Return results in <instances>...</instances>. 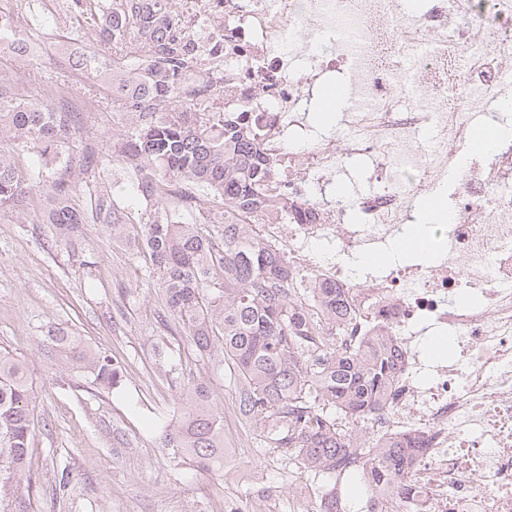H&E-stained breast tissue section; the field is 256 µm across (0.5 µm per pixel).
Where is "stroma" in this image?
Listing matches in <instances>:
<instances>
[{"mask_svg": "<svg viewBox=\"0 0 512 512\" xmlns=\"http://www.w3.org/2000/svg\"><path fill=\"white\" fill-rule=\"evenodd\" d=\"M37 21L27 28L43 60L16 55L0 45V71L30 73L22 88L40 100L43 85L69 78L93 86L78 100L80 138L100 154H112L124 133L121 112L112 107L105 84L93 73L69 72L55 54L63 42L111 56L99 29L71 0H44ZM54 166L35 183L37 207L0 214V346L25 363L36 395L30 469L38 512H296L311 485L340 486L348 507L366 498L360 473L313 477L272 448L239 414L235 381L227 365L199 355L185 337L157 322L161 309L154 289L144 281L147 265L130 239H113L101 224L84 228L78 247L55 239L41 205ZM139 173L114 162L77 181V195L120 188L128 212L146 206L135 194ZM346 223H353L359 199L374 189L369 164L346 162L336 176ZM82 337L106 352L122 369L118 388L92 385L83 372L51 353L43 340L49 329ZM180 354L183 370L166 373L157 342ZM204 382L209 400L223 416L224 474L200 469L189 458H172L163 445L166 427L181 417L180 397L191 382Z\"/></svg>", "mask_w": 512, "mask_h": 512, "instance_id": "stroma-1", "label": "stroma"}]
</instances>
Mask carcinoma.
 Returning <instances> with one entry per match:
<instances>
[{"instance_id":"carcinoma-1","label":"carcinoma","mask_w":512,"mask_h":512,"mask_svg":"<svg viewBox=\"0 0 512 512\" xmlns=\"http://www.w3.org/2000/svg\"><path fill=\"white\" fill-rule=\"evenodd\" d=\"M0 0V25L16 28L11 45L30 56L23 21L32 0L15 14ZM168 0H112L102 40L120 46L110 59L94 52L68 56L70 68L104 78L112 104L126 117L125 139L112 159L141 172L138 191L147 200L171 201L147 214L137 249L149 256L163 303L159 324L176 323L200 355L233 369L236 402L243 417L275 448L295 454L314 473L358 470L372 489L407 481L416 449L413 440H374L343 421L355 423L384 408L404 353L385 339L351 351L326 339L333 327L348 330V289L301 276L282 249L259 236L251 224L228 221L276 207L283 223L302 222L288 198L273 199L274 170L257 149L258 118L248 112H212L221 92L218 77L190 87L209 50L194 39L167 8ZM81 89L55 84L44 96L58 106L23 98L0 72V211L33 205V180L42 171L23 170L18 146H31L46 160L73 137L77 112L72 99ZM105 164L86 144L66 158L64 172L50 181L46 223L57 238L75 245L87 224H105L112 237L133 223L131 214L104 192L78 203L73 174ZM200 219L187 223L184 212ZM61 358L72 361L106 390L121 382V368L79 336L46 337ZM32 383L21 360L0 348V512H35L28 467L32 433ZM187 415L166 435L176 458L192 457L207 471L224 473L222 416L209 401L208 387L184 389Z\"/></svg>"}]
</instances>
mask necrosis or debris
I'll return each mask as SVG.
<instances>
[{"instance_id":"1","label":"necrosis or debris","mask_w":512,"mask_h":512,"mask_svg":"<svg viewBox=\"0 0 512 512\" xmlns=\"http://www.w3.org/2000/svg\"><path fill=\"white\" fill-rule=\"evenodd\" d=\"M224 25V108L261 120L260 153L290 198L315 216L282 227L271 210L251 214L261 235L287 244L301 272L344 285L352 312L341 347L376 336L412 344L433 322L456 339L454 363L420 378L404 361L388 402L372 420L384 437H420L413 494L372 493L392 512H512V151L489 172L462 178L448 247L431 264L394 266L364 283L343 254L388 242L411 215V196L431 192L435 176L470 133L472 112L507 76L491 50L512 42V0H491L494 25L458 22L461 0H431L423 14L404 0H219ZM336 37L337 50L294 72L283 53L297 32ZM342 71L354 94L338 140L306 147L308 102L316 81ZM410 85L414 104L396 95ZM371 163L376 191L358 202L355 223L341 209L317 206L347 159ZM480 212L482 222L472 221ZM336 246L324 252L325 244ZM477 303L460 304V293Z\"/></svg>"}]
</instances>
